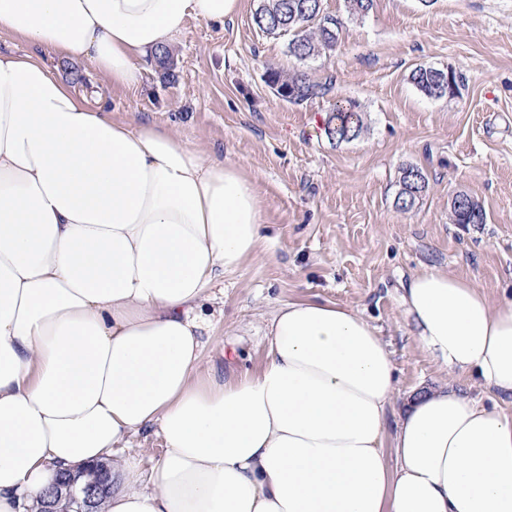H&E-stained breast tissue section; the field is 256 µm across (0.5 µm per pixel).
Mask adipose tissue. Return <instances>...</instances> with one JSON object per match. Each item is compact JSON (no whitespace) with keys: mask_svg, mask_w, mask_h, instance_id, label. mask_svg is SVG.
<instances>
[{"mask_svg":"<svg viewBox=\"0 0 512 512\" xmlns=\"http://www.w3.org/2000/svg\"><path fill=\"white\" fill-rule=\"evenodd\" d=\"M241 0H0V36L116 87ZM238 167L167 129L114 120L41 56L0 53V512H37L58 472L112 463L105 512H512V300L436 267L402 302L452 375L387 424L396 378L362 316L279 306L265 364L200 369L202 304L261 245ZM157 428L150 476L115 457Z\"/></svg>","mask_w":512,"mask_h":512,"instance_id":"1","label":"adipose tissue"}]
</instances>
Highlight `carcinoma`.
<instances>
[{
	"mask_svg": "<svg viewBox=\"0 0 512 512\" xmlns=\"http://www.w3.org/2000/svg\"><path fill=\"white\" fill-rule=\"evenodd\" d=\"M253 21L264 32L292 35L289 50L303 59L332 51L342 27L340 19L322 13V0H261L253 14ZM440 77L439 70L432 67H420L412 72L413 83L431 98ZM268 79L277 88V93L290 103L322 97L331 90V84L312 82L304 74L288 78L271 70ZM363 131L364 122L356 104L350 100L336 102L325 127L328 139L338 144L349 142L358 138ZM427 187V176L421 168L413 165L402 168L395 206L402 211L412 209ZM485 220L482 205L473 201V197H467V202L458 209L456 223L483 224Z\"/></svg>",
	"mask_w": 512,
	"mask_h": 512,
	"instance_id": "carcinoma-1",
	"label": "carcinoma"
}]
</instances>
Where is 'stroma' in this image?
<instances>
[{
    "label": "stroma",
    "mask_w": 512,
    "mask_h": 512,
    "mask_svg": "<svg viewBox=\"0 0 512 512\" xmlns=\"http://www.w3.org/2000/svg\"><path fill=\"white\" fill-rule=\"evenodd\" d=\"M258 4L243 0L221 25L188 18L171 75L146 65L135 90L112 87L86 62L51 53L46 62L76 91L98 88L113 119L165 127L238 165L259 192L265 242L204 304L202 372L258 370L272 311L316 297L376 327L395 368L394 422L414 392L449 381L402 303L409 277L434 266L492 302L512 299V0H374L357 18L345 0H323L343 22L340 37L335 51L305 61L288 36L254 24ZM419 67L461 75L460 95H424L411 79ZM271 69L332 88L294 104L268 83ZM339 99L359 105L365 130L336 144L322 124ZM409 165L428 188L404 212L394 196ZM460 191L482 203L485 223H453Z\"/></svg>",
    "instance_id": "1"
}]
</instances>
